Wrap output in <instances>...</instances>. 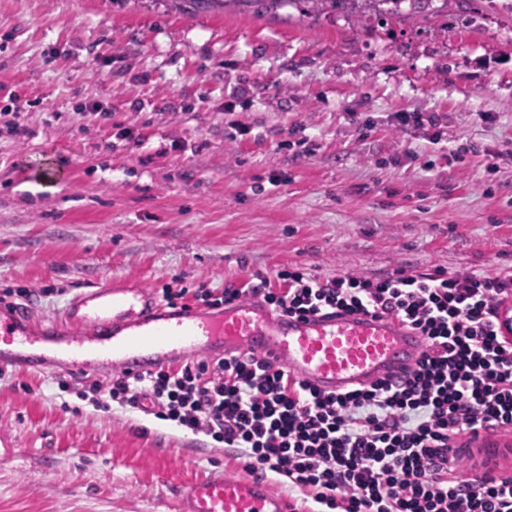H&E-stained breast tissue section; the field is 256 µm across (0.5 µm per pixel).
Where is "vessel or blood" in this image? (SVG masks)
<instances>
[{
  "instance_id": "1",
  "label": "vessel or blood",
  "mask_w": 512,
  "mask_h": 512,
  "mask_svg": "<svg viewBox=\"0 0 512 512\" xmlns=\"http://www.w3.org/2000/svg\"><path fill=\"white\" fill-rule=\"evenodd\" d=\"M424 348L420 336L373 312L289 316L243 298L220 308L170 307L153 289L116 284L77 295L62 318L43 322L0 306V364L138 375L169 363L255 355L325 394L400 374ZM176 512H289L263 478L213 469L179 486Z\"/></svg>"
}]
</instances>
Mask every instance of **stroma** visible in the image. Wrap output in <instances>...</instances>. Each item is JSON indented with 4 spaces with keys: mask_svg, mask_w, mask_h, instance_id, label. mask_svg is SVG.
Instances as JSON below:
<instances>
[{
    "mask_svg": "<svg viewBox=\"0 0 512 512\" xmlns=\"http://www.w3.org/2000/svg\"><path fill=\"white\" fill-rule=\"evenodd\" d=\"M296 266L512 271V14L0 0V304L60 317L97 282L220 292ZM59 379L0 370V512H174L180 483L244 476L234 449ZM462 456L512 469L493 440Z\"/></svg>",
    "mask_w": 512,
    "mask_h": 512,
    "instance_id": "stroma-1",
    "label": "stroma"
}]
</instances>
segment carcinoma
<instances>
[{"instance_id":"obj_1","label":"carcinoma","mask_w":512,"mask_h":512,"mask_svg":"<svg viewBox=\"0 0 512 512\" xmlns=\"http://www.w3.org/2000/svg\"><path fill=\"white\" fill-rule=\"evenodd\" d=\"M205 8L223 10L229 4L250 7L261 6L263 12L274 11L286 3L305 5V11L315 17L343 11L357 23L367 26L381 16H391L400 8L403 0H195Z\"/></svg>"}]
</instances>
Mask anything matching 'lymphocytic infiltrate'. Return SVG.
<instances>
[{
	"label": "lymphocytic infiltrate",
	"mask_w": 512,
	"mask_h": 512,
	"mask_svg": "<svg viewBox=\"0 0 512 512\" xmlns=\"http://www.w3.org/2000/svg\"><path fill=\"white\" fill-rule=\"evenodd\" d=\"M512 273H410L322 279L301 269L252 274L244 288H166L168 305L219 307L243 295L288 314L378 311L422 336L399 381L327 395L255 357L187 361L92 382L131 410L237 449L251 472L304 490L299 512H512V477L467 475L453 445L512 430V339L495 328Z\"/></svg>",
	"instance_id": "lymphocytic-infiltrate-1"
}]
</instances>
